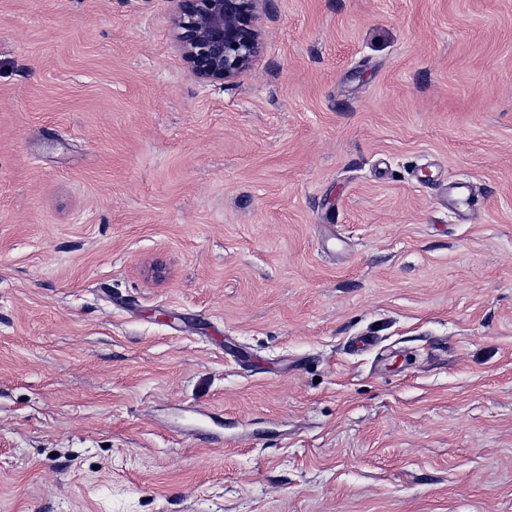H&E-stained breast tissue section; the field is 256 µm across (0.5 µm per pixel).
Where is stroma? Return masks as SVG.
I'll use <instances>...</instances> for the list:
<instances>
[{
  "label": "stroma",
  "instance_id": "1",
  "mask_svg": "<svg viewBox=\"0 0 512 512\" xmlns=\"http://www.w3.org/2000/svg\"><path fill=\"white\" fill-rule=\"evenodd\" d=\"M175 8L0 0V512H512V0ZM176 2V40L198 79L229 84L252 66L261 50L260 0Z\"/></svg>",
  "mask_w": 512,
  "mask_h": 512
}]
</instances>
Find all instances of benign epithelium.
Masks as SVG:
<instances>
[{"mask_svg": "<svg viewBox=\"0 0 512 512\" xmlns=\"http://www.w3.org/2000/svg\"><path fill=\"white\" fill-rule=\"evenodd\" d=\"M176 40L192 73L206 83L234 82L261 50L260 0H176Z\"/></svg>", "mask_w": 512, "mask_h": 512, "instance_id": "obj_1", "label": "benign epithelium"}]
</instances>
